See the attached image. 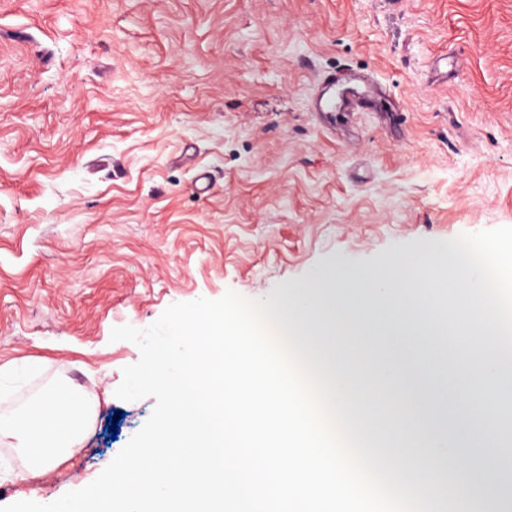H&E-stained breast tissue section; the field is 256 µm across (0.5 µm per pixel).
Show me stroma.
<instances>
[{
    "mask_svg": "<svg viewBox=\"0 0 512 512\" xmlns=\"http://www.w3.org/2000/svg\"><path fill=\"white\" fill-rule=\"evenodd\" d=\"M341 71L373 110L314 112ZM502 226L512 0H0V414L60 384L93 410L43 472L0 436V506L88 485L151 416L113 328L403 258L442 308L445 241Z\"/></svg>",
    "mask_w": 512,
    "mask_h": 512,
    "instance_id": "obj_1",
    "label": "stroma"
}]
</instances>
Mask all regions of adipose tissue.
Masks as SVG:
<instances>
[{
  "label": "adipose tissue",
  "instance_id": "ef3b65f1",
  "mask_svg": "<svg viewBox=\"0 0 512 512\" xmlns=\"http://www.w3.org/2000/svg\"><path fill=\"white\" fill-rule=\"evenodd\" d=\"M91 416L89 405L67 387L31 401L21 414L0 415V435L18 439L19 446L36 465L62 451L75 448Z\"/></svg>",
  "mask_w": 512,
  "mask_h": 512
}]
</instances>
